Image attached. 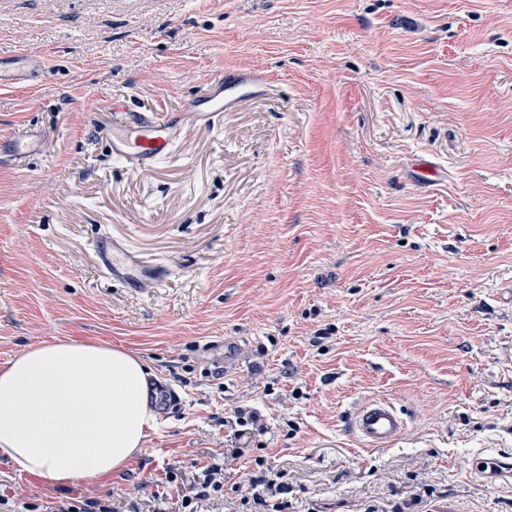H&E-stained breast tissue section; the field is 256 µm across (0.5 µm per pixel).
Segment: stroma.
Segmentation results:
<instances>
[{
  "label": "stroma",
  "mask_w": 512,
  "mask_h": 512,
  "mask_svg": "<svg viewBox=\"0 0 512 512\" xmlns=\"http://www.w3.org/2000/svg\"><path fill=\"white\" fill-rule=\"evenodd\" d=\"M23 48L49 77L0 90V142L32 127L50 147L0 160V367L98 341L181 399L126 470L72 495L130 512L129 474L146 498L196 470L247 405L264 429L225 487L261 455L322 512L417 481L451 512H512V483L467 467L512 454V0H0V54ZM224 69L269 90L188 129L173 161L109 159L112 98L175 112ZM420 156L438 185L417 183ZM104 236L170 276L112 280ZM376 397L407 419L386 449L345 420Z\"/></svg>",
  "instance_id": "1"
}]
</instances>
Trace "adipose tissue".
<instances>
[{
	"label": "adipose tissue",
	"instance_id": "adipose-tissue-1",
	"mask_svg": "<svg viewBox=\"0 0 512 512\" xmlns=\"http://www.w3.org/2000/svg\"><path fill=\"white\" fill-rule=\"evenodd\" d=\"M142 362L104 343L30 346L0 368V456L60 485L125 469L156 422Z\"/></svg>",
	"mask_w": 512,
	"mask_h": 512
}]
</instances>
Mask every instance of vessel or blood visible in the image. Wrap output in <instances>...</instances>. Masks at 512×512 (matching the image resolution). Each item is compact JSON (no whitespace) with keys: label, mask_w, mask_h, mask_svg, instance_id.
Instances as JSON below:
<instances>
[{"label":"vessel or blood","mask_w":512,"mask_h":512,"mask_svg":"<svg viewBox=\"0 0 512 512\" xmlns=\"http://www.w3.org/2000/svg\"><path fill=\"white\" fill-rule=\"evenodd\" d=\"M45 76L44 59L39 51L25 49L0 56L1 89L30 84ZM268 83L269 78L264 73L227 69L210 81L203 96L188 100L181 110L162 117L151 112H133L124 101L111 100L108 107L112 112V126L105 134L110 156L132 170L154 167L174 155L189 127L215 128L224 113L232 111L245 99L260 96ZM47 149L45 134L32 128L12 139L7 154L22 159ZM98 258L102 269L112 279L139 288L160 286L170 274L166 265L142 264L123 241L107 236L100 241ZM349 424L355 437L371 449L393 446L407 429L402 412L385 399L358 405L350 415ZM469 468L485 479L512 482V456L478 455Z\"/></svg>","instance_id":"1"}]
</instances>
